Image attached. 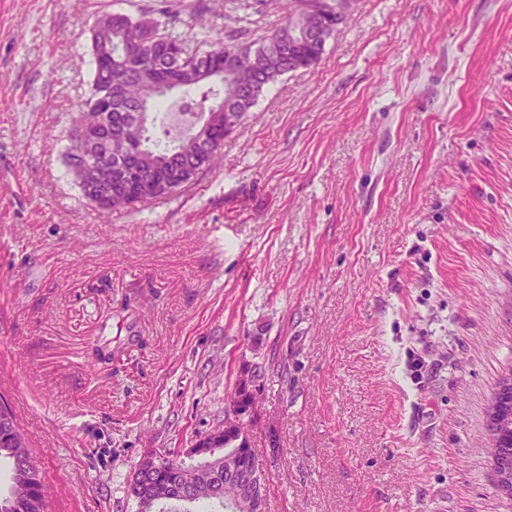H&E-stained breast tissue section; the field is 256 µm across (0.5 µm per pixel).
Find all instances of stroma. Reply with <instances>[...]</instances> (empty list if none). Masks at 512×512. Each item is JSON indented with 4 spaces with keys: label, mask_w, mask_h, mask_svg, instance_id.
<instances>
[{
    "label": "stroma",
    "mask_w": 512,
    "mask_h": 512,
    "mask_svg": "<svg viewBox=\"0 0 512 512\" xmlns=\"http://www.w3.org/2000/svg\"><path fill=\"white\" fill-rule=\"evenodd\" d=\"M200 4L0 0V400L45 512H136L144 452L189 447L283 357L268 512H512L487 454L512 372V0H354L211 169L103 217L65 158L90 29L164 10L193 50L288 8Z\"/></svg>",
    "instance_id": "1"
}]
</instances>
